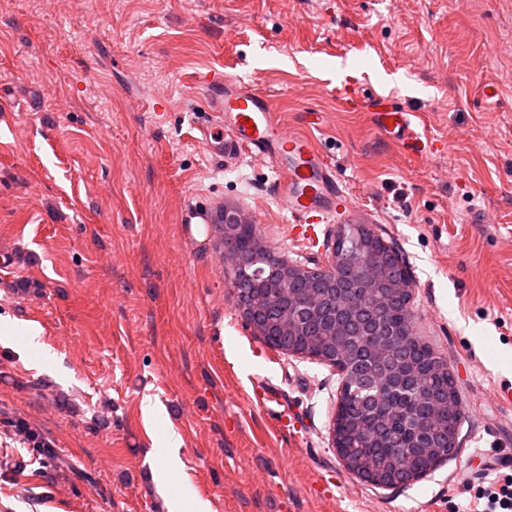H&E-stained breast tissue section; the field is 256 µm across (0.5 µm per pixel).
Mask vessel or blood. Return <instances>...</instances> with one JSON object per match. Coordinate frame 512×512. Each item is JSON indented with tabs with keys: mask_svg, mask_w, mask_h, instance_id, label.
I'll use <instances>...</instances> for the list:
<instances>
[{
	"mask_svg": "<svg viewBox=\"0 0 512 512\" xmlns=\"http://www.w3.org/2000/svg\"><path fill=\"white\" fill-rule=\"evenodd\" d=\"M200 83L209 96L208 122L200 133L212 153L267 160L275 175L276 196L293 223L318 224L338 209H352L335 166L308 135L288 131L267 96L219 70L202 75ZM338 94L349 109L373 112L379 126L408 154L422 160L429 158L427 140L413 129V112L395 106L385 96H365L359 81L349 75L344 77Z\"/></svg>",
	"mask_w": 512,
	"mask_h": 512,
	"instance_id": "obj_1",
	"label": "vessel or blood"
}]
</instances>
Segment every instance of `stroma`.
<instances>
[{
    "mask_svg": "<svg viewBox=\"0 0 512 512\" xmlns=\"http://www.w3.org/2000/svg\"><path fill=\"white\" fill-rule=\"evenodd\" d=\"M512 0H0V317L34 322L58 361L0 342V512H473L512 477ZM393 92L440 139L416 164L373 113L345 111L342 67ZM218 68L311 132L354 212L297 239L274 175L211 154L198 71ZM325 116L309 130L307 111ZM316 267L345 221L367 224L412 279L414 330L452 366L459 451L407 486L345 469L329 427L335 368L278 353L243 319L221 259L218 208ZM302 429L268 425L258 382ZM162 408L145 424L143 399ZM24 419L65 461L29 455ZM183 481L150 478L169 431ZM91 473L95 485L80 480Z\"/></svg>",
    "mask_w": 512,
    "mask_h": 512,
    "instance_id": "1",
    "label": "stroma"
}]
</instances>
